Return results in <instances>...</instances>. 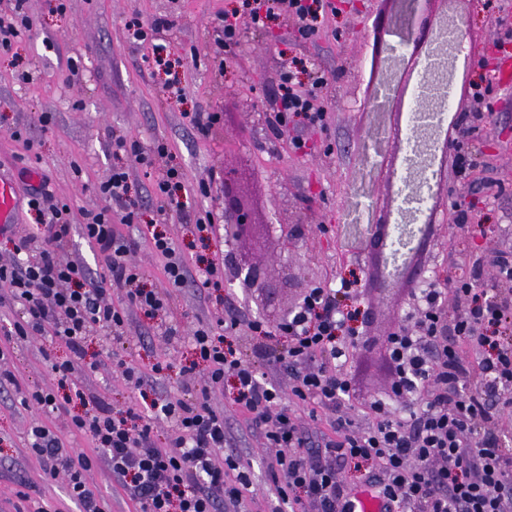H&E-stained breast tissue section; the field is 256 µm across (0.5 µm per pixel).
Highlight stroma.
Returning a JSON list of instances; mask_svg holds the SVG:
<instances>
[{"label": "stroma", "mask_w": 512, "mask_h": 512, "mask_svg": "<svg viewBox=\"0 0 512 512\" xmlns=\"http://www.w3.org/2000/svg\"><path fill=\"white\" fill-rule=\"evenodd\" d=\"M331 3L336 14L314 37L302 38L294 23L282 18L267 29L246 31L225 63L213 52L211 19L237 7L239 0H28L32 30L10 52L0 53V174L16 187L20 235L36 229L26 196V172L31 169L48 176L57 197L71 208L74 229L67 256L100 272L96 249L79 226L83 210L100 202L95 188L115 162L110 135L118 132L147 150L155 142H166L173 154L168 163L181 168L189 188L183 202L190 219L174 212L156 223L152 178L133 158L124 160L132 193L146 197L147 203L138 223L120 225L119 230L140 242L131 259L142 268L146 287L164 285L161 262L147 246L156 232L172 238L192 261L202 256L227 259L236 252L267 262L276 307H265L258 291H244L230 281L221 292L248 319L294 307L310 288L367 266L364 238L380 216L402 219L403 197L427 172L405 163L408 100L396 101L379 114L366 91L377 19L394 12L392 0ZM425 12L432 18L446 15L467 48L465 57H448L446 77L455 94L450 117L466 119L473 131L460 147H447V180L431 186L429 206L437 228L422 263L428 280H467L472 245L512 250V86L498 78L501 60L512 58V0H430ZM161 15L179 19L167 40L173 70L185 89L180 99L167 95L164 70L153 67L145 50L125 38L124 25L130 19L149 21ZM285 54L313 60L325 76L326 115L320 126L296 120L277 138L268 129L265 105L278 88ZM46 112L53 117L47 126L40 121ZM193 112H220L224 121L203 136L189 123ZM18 127L33 140V150L12 138ZM460 152L477 161L465 177L456 173ZM168 163L160 159L156 166ZM229 168L238 172L243 194L254 199L255 223L274 227L262 244L249 237L227 242L223 201L198 191L199 181ZM462 201L472 205L465 230L453 226L455 207ZM209 212L215 230L202 240L193 221ZM286 224L305 230L290 252L282 244ZM215 295L210 289L192 288L174 293L181 329L221 315ZM414 316L405 287H398L378 301L374 331L387 334ZM126 330V361L143 368L163 366L153 384L154 396L183 394L190 384L181 374L192 358L187 343L160 340L154 322L134 308ZM110 348L104 337H91L86 356L102 366L86 385L89 393L105 397L118 410L126 406L130 392L108 356ZM46 350L60 358L69 355L64 344L48 339L15 347L8 366L25 387H53L42 358ZM378 356L375 349L363 352L350 365L360 382L359 399L389 388L390 377ZM21 399L14 390L0 392V512H8L14 499L17 473L28 481L33 499L58 506L68 501L65 484L46 479L28 450L32 426L62 431L67 418L27 409ZM210 402L223 409L237 438L236 451L250 464L259 512H273L279 501L270 492L266 461L274 449L262 436L247 432L245 417L229 395L213 393Z\"/></svg>", "instance_id": "stroma-1"}]
</instances>
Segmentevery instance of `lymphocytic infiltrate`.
Returning a JSON list of instances; mask_svg holds the SVG:
<instances>
[{"mask_svg": "<svg viewBox=\"0 0 512 512\" xmlns=\"http://www.w3.org/2000/svg\"><path fill=\"white\" fill-rule=\"evenodd\" d=\"M330 7V0H240L238 8L218 15L217 41L222 52H230L245 29L262 30L281 17L309 37ZM176 24L171 16L135 20L127 23L126 38L150 50L153 62L162 66L170 52L161 35ZM307 71L303 60L283 58L280 91L270 102L274 135H283L289 119L300 115L322 124L325 112L317 100L325 80L319 76L304 84L300 76ZM167 154L163 142L147 150L136 140L113 137L116 162L109 179L97 187L102 204L85 210L81 225L97 248L100 274L66 256L71 208L49 191L45 177L28 191V207L40 218L36 232L20 239L8 261L0 260V308L22 307L1 333L6 343L0 346V390L21 387L4 366L10 341L58 338L71 352L64 360L44 353L56 387L31 391L22 403L67 414L70 428L89 440V448H75L49 427L30 431L31 454L48 477L65 483L80 512H105L102 495L86 479L98 464L108 469L113 489L131 503L132 512H251V480L239 456L230 452L235 439L223 411L209 403L212 392L226 387L233 403L250 413L248 429L262 431L276 448L270 472L292 512H340L351 489L340 479L338 465L349 461L373 463L366 482L388 499L390 512H512V447L501 432L502 419L512 416V342L505 338L512 330V251L492 249L478 256L473 280L454 288L431 284L415 291L419 318L388 336L395 373L390 399L370 402L368 425L340 417L337 439L315 440L295 408L313 402L336 411L351 397L347 364L357 345V315L341 301L359 297L372 275L311 288L287 323L249 322L257 336L278 342L271 356L291 372L286 391L233 348L240 325L234 305H225L222 317L199 323L191 336H183L170 305L172 292L190 283L221 290L223 261L206 258L198 271H190L182 249L166 235L153 234L149 245L164 260L165 285L147 288L140 269L128 260L139 241L116 229L135 223L143 206L129 192L121 158L134 157L149 170ZM184 189L181 170L167 166L155 182L158 214L184 213ZM131 306L159 320L165 341H188L195 364L202 367L194 398H155L146 407L138 400L116 411L86 393L85 344L99 330L109 337L112 359L132 391L145 394L161 372L158 364L146 371L126 362L118 350ZM460 341L475 353V361L459 355ZM161 421L171 429L162 444L154 434Z\"/></svg>", "mask_w": 512, "mask_h": 512, "instance_id": "f902f5d3", "label": "lymphocytic infiltrate"}]
</instances>
